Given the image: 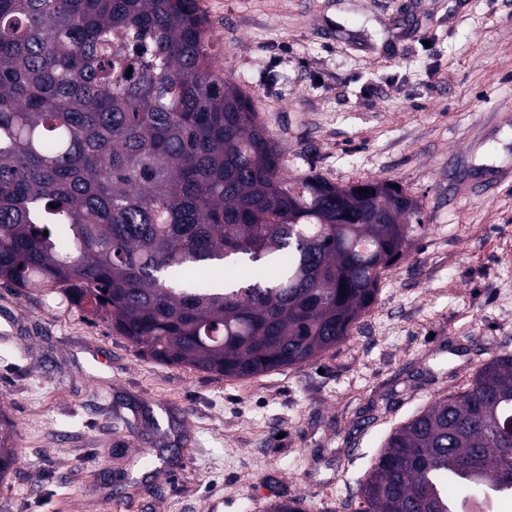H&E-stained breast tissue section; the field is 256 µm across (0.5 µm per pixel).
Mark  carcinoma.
I'll use <instances>...</instances> for the list:
<instances>
[{
    "instance_id": "1",
    "label": "carcinoma",
    "mask_w": 512,
    "mask_h": 512,
    "mask_svg": "<svg viewBox=\"0 0 512 512\" xmlns=\"http://www.w3.org/2000/svg\"><path fill=\"white\" fill-rule=\"evenodd\" d=\"M210 31L197 0H0V285L60 291L143 357L248 379L348 341L424 222L394 182L288 175ZM16 456L0 414V479ZM354 498L501 512L512 354L398 427Z\"/></svg>"
}]
</instances>
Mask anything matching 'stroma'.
Here are the masks:
<instances>
[{"label":"stroma","instance_id":"1","mask_svg":"<svg viewBox=\"0 0 512 512\" xmlns=\"http://www.w3.org/2000/svg\"><path fill=\"white\" fill-rule=\"evenodd\" d=\"M289 175L389 180L425 229L350 339L246 380L141 357L59 292L0 287V512H262L351 487L413 414L512 353V0H198ZM156 459L139 462L143 450ZM17 450L14 443V425L0 412V479L15 463Z\"/></svg>","mask_w":512,"mask_h":512}]
</instances>
